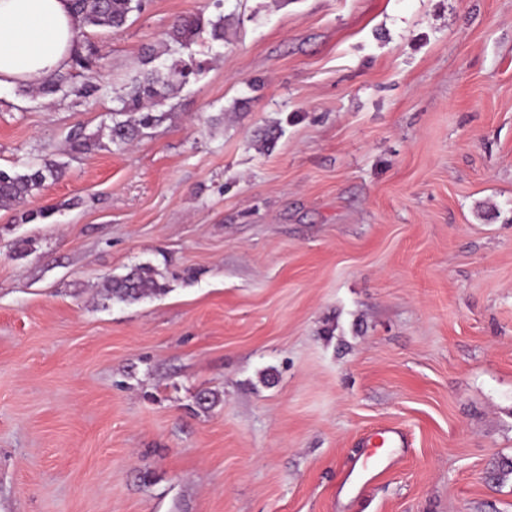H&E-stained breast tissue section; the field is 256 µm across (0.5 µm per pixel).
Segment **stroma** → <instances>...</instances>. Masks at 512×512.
<instances>
[{"instance_id": "stroma-1", "label": "stroma", "mask_w": 512, "mask_h": 512, "mask_svg": "<svg viewBox=\"0 0 512 512\" xmlns=\"http://www.w3.org/2000/svg\"><path fill=\"white\" fill-rule=\"evenodd\" d=\"M219 11L143 0L65 90L0 89V168L66 166L0 209V512H512V0ZM183 18L166 120L67 152ZM136 265L166 293L103 302Z\"/></svg>"}]
</instances>
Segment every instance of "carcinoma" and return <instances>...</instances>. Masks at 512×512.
<instances>
[{"label": "carcinoma", "mask_w": 512, "mask_h": 512, "mask_svg": "<svg viewBox=\"0 0 512 512\" xmlns=\"http://www.w3.org/2000/svg\"><path fill=\"white\" fill-rule=\"evenodd\" d=\"M141 7L142 0H72V8L80 25L111 31L121 30L129 15ZM193 35L194 24L186 18L177 21L169 32V38L179 45L188 43ZM192 74L193 69L187 64L180 67L160 64L135 79L119 96L121 107L112 113V126L108 131L110 142L122 148L137 139L142 130L161 122L164 114L144 111L145 102L164 98L175 83H187ZM98 145L99 139L94 134H87L81 129L70 134L72 152L90 151ZM64 172V164L48 158L33 159L20 170L8 172L0 169V208L25 203L47 184L58 181ZM165 292V285L154 277L153 269L138 265L130 268L126 274L112 278L104 289L103 297L107 301L130 303Z\"/></svg>", "instance_id": "obj_1"}]
</instances>
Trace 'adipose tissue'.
<instances>
[{
    "label": "adipose tissue",
    "instance_id": "1",
    "mask_svg": "<svg viewBox=\"0 0 512 512\" xmlns=\"http://www.w3.org/2000/svg\"><path fill=\"white\" fill-rule=\"evenodd\" d=\"M79 26L70 0H0V87L39 86L62 72Z\"/></svg>",
    "mask_w": 512,
    "mask_h": 512
}]
</instances>
